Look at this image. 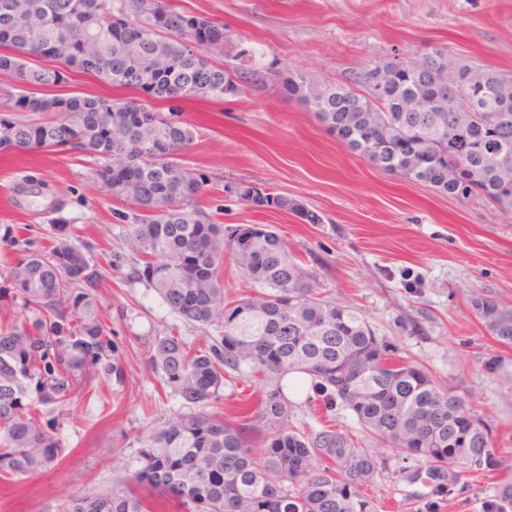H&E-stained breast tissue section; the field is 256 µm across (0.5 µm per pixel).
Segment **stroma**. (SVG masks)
<instances>
[{
  "mask_svg": "<svg viewBox=\"0 0 512 512\" xmlns=\"http://www.w3.org/2000/svg\"><path fill=\"white\" fill-rule=\"evenodd\" d=\"M181 10L224 26L230 44L316 81H336L370 60L448 46L462 58L512 76V0H178ZM190 124L187 168L208 179L201 209L226 225L268 224L329 299L360 311L398 356L453 388L494 429L499 467L466 472L463 492L437 512H481L512 480V349L500 346L472 311L484 293L512 306V214L477 199H456L372 166L327 132L280 88H244L223 101L160 103ZM91 158L71 150H0V270L16 257L14 240L50 243V225L68 224L101 274L97 305L126 367L124 383L97 378L69 413L42 408L41 422L64 453L53 470L0 477V512H59L75 494L111 489L125 476L157 419L182 412L150 363L151 341L177 330L203 345L215 327L181 323L156 292L131 274L122 200L102 191ZM249 182L303 202L321 215L262 211L227 193ZM292 425H332L363 447L374 440L343 407L309 405L291 394ZM376 512H426L429 488L387 468L362 487Z\"/></svg>",
  "mask_w": 512,
  "mask_h": 512,
  "instance_id": "stroma-1",
  "label": "stroma"
}]
</instances>
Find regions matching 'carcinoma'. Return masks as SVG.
Listing matches in <instances>:
<instances>
[{"instance_id": "1", "label": "carcinoma", "mask_w": 512, "mask_h": 512, "mask_svg": "<svg viewBox=\"0 0 512 512\" xmlns=\"http://www.w3.org/2000/svg\"><path fill=\"white\" fill-rule=\"evenodd\" d=\"M67 48V69H35L33 57ZM224 25L185 14L171 0H0V72L26 88L53 87L73 69L95 74L154 101L217 99L242 92L256 75L315 114L351 151L384 171L425 183L457 199L479 198L512 213V94L470 92L468 68L448 86V48L425 53L427 69L412 73L398 55L377 60L391 73L385 93L369 96L378 73L353 72L311 93L305 75L247 68L240 49L232 69L222 54ZM421 95L436 103L405 112ZM49 121L0 117V148L67 147L97 160L94 178L129 203L132 274L153 288L189 326H216L201 348L175 332L151 341V362L187 411L159 421L136 438L128 480L112 491L76 494L62 512H158L155 491L181 512H374L360 494L387 458L362 448L333 426L314 432L290 425L292 405L282 380L310 379L327 409L341 404L378 445L398 449V473L410 483L454 494L461 469L498 467L492 427L441 390L423 369L395 355L361 313L326 298L314 272L298 263L268 224L224 226L205 219L198 197L207 178L179 162L194 131L143 103L105 96H20ZM242 201L260 210L322 217L301 202L267 192ZM48 250L25 243L0 274V300L23 299L33 318L0 327V475L52 470L63 454L36 405L68 406L103 376L121 386L119 347L95 313L100 280L69 227L51 225ZM232 255L260 292L224 303L220 269ZM471 307L496 342L512 348V307L484 294ZM256 382V406L228 419L219 410L226 374ZM483 512H512V482Z\"/></svg>"}]
</instances>
